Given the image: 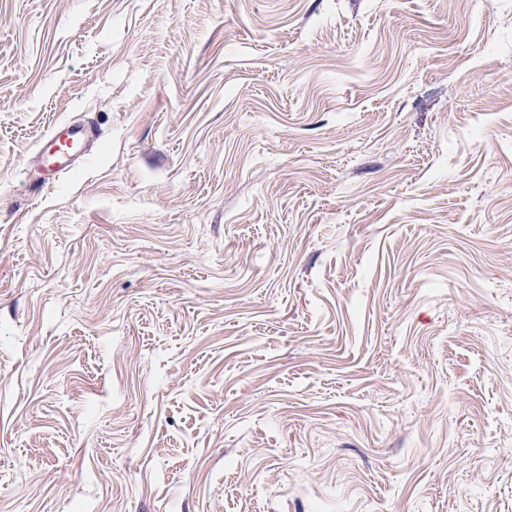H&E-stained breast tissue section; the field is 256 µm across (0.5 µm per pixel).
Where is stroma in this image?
Masks as SVG:
<instances>
[{
    "label": "stroma",
    "instance_id": "stroma-1",
    "mask_svg": "<svg viewBox=\"0 0 512 512\" xmlns=\"http://www.w3.org/2000/svg\"><path fill=\"white\" fill-rule=\"evenodd\" d=\"M0 512H512V0H0ZM54 133L52 139L57 145H67L71 149L82 145L88 136V132L81 126L61 124ZM67 153H57L48 163V169L51 174L58 172V176L70 173L73 168L70 163V150Z\"/></svg>",
    "mask_w": 512,
    "mask_h": 512
}]
</instances>
